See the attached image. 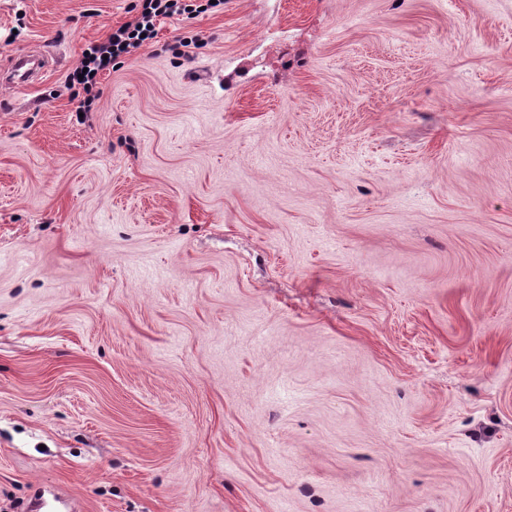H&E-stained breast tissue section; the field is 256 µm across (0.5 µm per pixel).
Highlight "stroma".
Wrapping results in <instances>:
<instances>
[{
	"label": "stroma",
	"mask_w": 512,
	"mask_h": 512,
	"mask_svg": "<svg viewBox=\"0 0 512 512\" xmlns=\"http://www.w3.org/2000/svg\"><path fill=\"white\" fill-rule=\"evenodd\" d=\"M139 5L0 0V512H512V0ZM141 7L130 20L112 31L105 38L90 42L82 52V57L73 73L67 76L65 87L73 90L78 86L84 99L79 112H90L98 99V78L104 71L112 69V63L120 57H131L157 36V26L164 18L180 16L185 13H203L224 4L223 0H201L205 4H190L191 0H140ZM145 34V37H142ZM107 56V59H104ZM87 68L86 72L83 69ZM78 75H83L79 79Z\"/></svg>",
	"instance_id": "35a3bbf8"
}]
</instances>
